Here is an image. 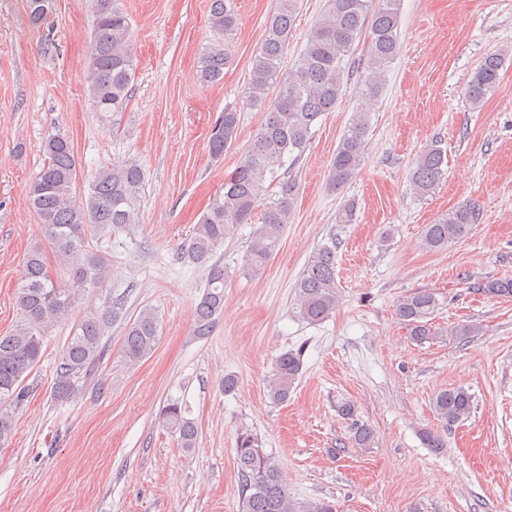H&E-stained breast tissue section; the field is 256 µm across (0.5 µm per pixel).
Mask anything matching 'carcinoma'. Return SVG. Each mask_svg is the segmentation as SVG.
<instances>
[{"label": "carcinoma", "mask_w": 512, "mask_h": 512, "mask_svg": "<svg viewBox=\"0 0 512 512\" xmlns=\"http://www.w3.org/2000/svg\"><path fill=\"white\" fill-rule=\"evenodd\" d=\"M93 27L83 72L88 100L94 112H119L129 102L136 75L134 32L122 0H89ZM300 0H277L269 19L266 37L252 64L244 104L265 112L259 131L233 173L224 180V192L217 195L200 222L181 243L177 259L206 271L204 292L195 308L196 336L212 333L224 308V265L214 260L224 246L225 236L239 224L251 220L261 208L243 256L242 273L257 277L264 273L270 257L281 244L294 198L295 180L283 174L278 191L266 195L267 177L285 167L288 159L302 155L321 117L336 109L344 85L343 60L353 44L369 29V49L360 99L351 122L340 138L330 162L329 187L338 190L356 174L365 157L370 130V112L381 95L388 67L399 53L400 0H378L369 10L368 0H329L325 14L311 28L304 51L290 69L282 67L285 47L299 9ZM52 0H28L31 24L40 29L47 24ZM209 28L212 41L200 57L198 81L213 84L224 78L227 57L224 41L237 29L233 0H211ZM502 60L496 54L483 58L472 72L466 95L480 104L499 82ZM239 112L226 107L214 122L208 148L219 160L237 140ZM47 161L36 174L28 193L29 203L39 216L56 262L68 280L50 275L42 246L35 245L25 255L16 288L21 321L17 329L0 334V445L11 435L14 414L28 397L26 378L40 362L45 338L53 326L68 321L77 301L103 291L110 259L91 248L89 241L104 234L126 230L138 223L143 171L133 159L116 162L98 170L88 183L87 194L78 196V171L74 150L61 135L50 137L44 147ZM440 149L429 147L417 156L412 172L413 190L420 196L434 192L444 175ZM479 220L473 203H464L443 213L424 227L420 244L426 251H439L460 240ZM482 291L491 296L512 297V279L486 283ZM339 302L336 283V240L319 246L307 262L295 286L299 316L310 324L324 321ZM437 306L433 293L417 290L402 297L396 314L409 336L426 342L438 336L464 341L476 332L469 324L437 328L430 322ZM121 307L110 298L92 305L75 324L71 336L55 364L53 396L67 403L78 397L93 380L108 355L105 337L120 317ZM159 340V320L151 309L142 310L126 325L121 354L135 364L148 356ZM302 371L301 354L287 351L275 361L267 381L268 396L281 404L288 401ZM433 410L441 430L421 432L424 445L436 451L446 448L448 430L467 419L473 408L472 395L463 387L437 391ZM351 421L352 442L358 448L370 446L371 429L353 421L354 406L338 407ZM163 423L179 435L182 447L191 449L197 428L184 415L177 401L161 411ZM236 464L240 479L243 512H336L329 500L309 503L294 501L282 469L265 451L262 440L249 429L238 433Z\"/></svg>", "instance_id": "carcinoma-1"}]
</instances>
